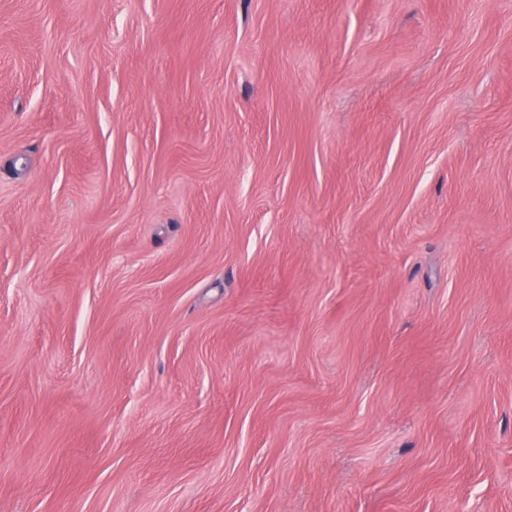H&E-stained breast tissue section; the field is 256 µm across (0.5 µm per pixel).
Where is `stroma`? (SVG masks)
<instances>
[{
	"instance_id": "1",
	"label": "stroma",
	"mask_w": 512,
	"mask_h": 512,
	"mask_svg": "<svg viewBox=\"0 0 512 512\" xmlns=\"http://www.w3.org/2000/svg\"><path fill=\"white\" fill-rule=\"evenodd\" d=\"M0 512H512V0H0Z\"/></svg>"
}]
</instances>
